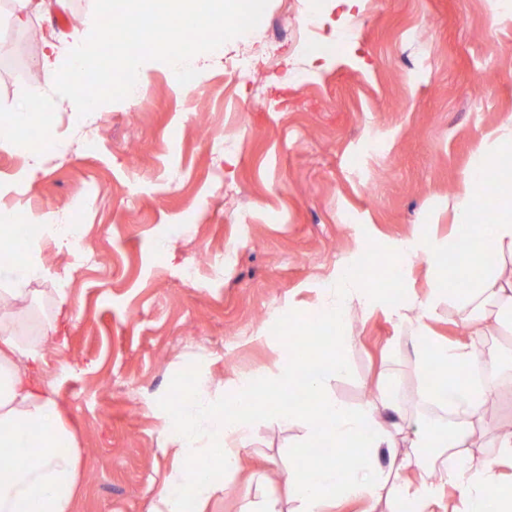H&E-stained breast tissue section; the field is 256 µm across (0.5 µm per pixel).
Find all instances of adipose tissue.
<instances>
[{
	"mask_svg": "<svg viewBox=\"0 0 512 512\" xmlns=\"http://www.w3.org/2000/svg\"><path fill=\"white\" fill-rule=\"evenodd\" d=\"M106 31L89 28L77 32L78 53H62L55 32L42 33V58L37 67L48 82H67L81 107L92 108L97 96L87 94L82 80L94 67L108 39ZM51 126L50 108L23 109L0 119V147L29 150L28 130L33 123ZM512 155V125L490 133L478 150L472 172L485 173L488 193L500 205L490 223L477 224L478 198L474 183L466 181L454 203L458 223L468 225L457 262H440L441 246L418 234L407 255L428 266L425 296L405 300L377 288H360L355 277L343 274L325 291V303L316 317V336L327 350L299 359L287 355L274 370L234 381L224 397L203 387L180 393V405L163 416V448L176 465L156 496L152 512H184L182 497L190 495L196 508L222 491L228 475L239 472L249 454L257 422L269 415L304 427L306 446L332 447L317 462L294 461L288 468L287 491L297 512H324L326 504L343 498L372 505L386 504L390 512H431L454 489L462 512H512V480H502L499 468L512 464V431L501 433L493 457L478 449L476 425L482 420L484 386L471 383L468 372L485 365L477 337L512 321V173L502 170L503 157ZM39 243H19L18 227L0 225V512H72L83 468V450L68 426L53 392L41 384L39 370L45 347L57 339L61 317L68 311L64 289H56L50 317L30 323L18 307L30 294L31 282L49 277ZM465 289H457V281ZM367 299L382 309L409 340L416 365L437 375L434 388L422 390L423 403L449 426L412 423L395 392V375L378 381L374 396L354 410L324 393L327 372L343 374L348 361L345 321L349 306ZM445 303L467 312L464 326L473 339L448 342L433 338L428 325ZM302 385L308 400L295 406L279 398ZM412 433V451L396 455L404 433ZM435 456H425V449ZM387 466H380V454Z\"/></svg>",
	"mask_w": 512,
	"mask_h": 512,
	"instance_id": "1",
	"label": "adipose tissue"
}]
</instances>
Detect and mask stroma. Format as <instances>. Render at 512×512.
I'll list each match as a JSON object with an SVG mask.
<instances>
[{
	"mask_svg": "<svg viewBox=\"0 0 512 512\" xmlns=\"http://www.w3.org/2000/svg\"><path fill=\"white\" fill-rule=\"evenodd\" d=\"M305 4L269 0L257 28L194 56L192 90L148 61L135 97L87 116L55 97L52 127L33 128L39 156L0 148V207L79 224L94 257L79 269L67 251L42 247L46 265L70 273L66 342L47 345L41 378L84 450L74 512H150L173 465L160 416L179 389L201 382L220 396L276 368L339 272L360 269L367 283L378 259L402 263L403 294L420 298L426 265L403 263L397 242L427 233L444 260L455 257L453 200L483 138L512 121V14L494 0H360L347 14L325 0L321 57L270 39ZM93 5L51 0L24 30L0 21V44L21 55L0 64V113L26 101L40 29L70 43L66 17L89 19ZM245 49L251 74L232 79L224 59ZM373 138L377 156L365 152ZM350 327L349 368L328 373L325 394L359 409L389 371L401 404L429 415L410 344L390 318L356 304ZM481 345L496 382L490 455L493 437L512 430V387L499 383L512 374V330ZM311 454L299 423L260 421L246 473L229 477L207 512H243L272 495L294 512L284 466Z\"/></svg>",
	"mask_w": 512,
	"mask_h": 512,
	"instance_id": "35a3bbf8",
	"label": "stroma"
}]
</instances>
